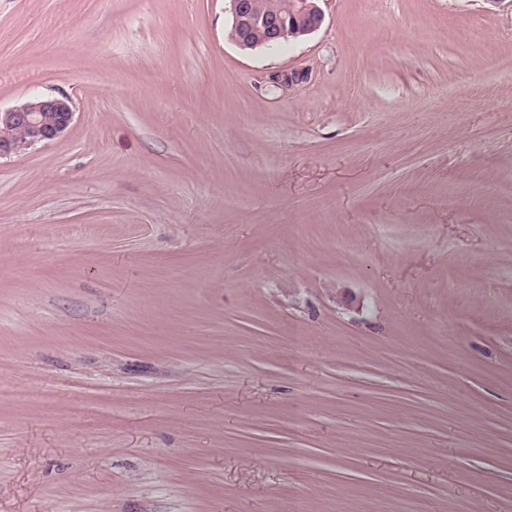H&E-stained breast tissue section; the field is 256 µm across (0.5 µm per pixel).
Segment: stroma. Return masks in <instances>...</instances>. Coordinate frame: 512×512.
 <instances>
[{
    "label": "stroma",
    "instance_id": "stroma-1",
    "mask_svg": "<svg viewBox=\"0 0 512 512\" xmlns=\"http://www.w3.org/2000/svg\"><path fill=\"white\" fill-rule=\"evenodd\" d=\"M0 0V512H512V0ZM232 15L231 39L242 50L279 45L299 37L308 36L323 24L322 0H227ZM279 9V10H277ZM75 112L68 97L37 95L12 108H0V157L17 154L62 137Z\"/></svg>",
    "mask_w": 512,
    "mask_h": 512
}]
</instances>
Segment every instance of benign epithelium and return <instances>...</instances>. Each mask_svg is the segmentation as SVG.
I'll use <instances>...</instances> for the list:
<instances>
[{
	"mask_svg": "<svg viewBox=\"0 0 512 512\" xmlns=\"http://www.w3.org/2000/svg\"><path fill=\"white\" fill-rule=\"evenodd\" d=\"M232 40L242 50L279 45L308 36L323 24L321 0H286L270 12H259L255 0H229ZM75 112L67 97L37 95L12 108L0 109V157L23 152L62 137Z\"/></svg>",
	"mask_w": 512,
	"mask_h": 512,
	"instance_id": "7a95c632",
	"label": "benign epithelium"
}]
</instances>
